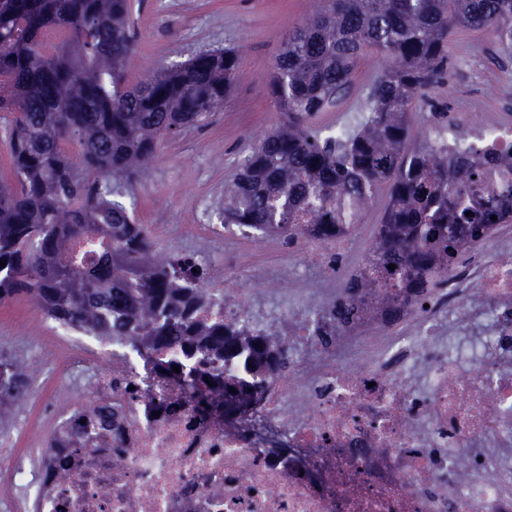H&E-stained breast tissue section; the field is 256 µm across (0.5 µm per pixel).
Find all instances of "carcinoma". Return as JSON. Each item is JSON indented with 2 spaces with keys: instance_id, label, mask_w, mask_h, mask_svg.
Masks as SVG:
<instances>
[{
  "instance_id": "1",
  "label": "carcinoma",
  "mask_w": 512,
  "mask_h": 512,
  "mask_svg": "<svg viewBox=\"0 0 512 512\" xmlns=\"http://www.w3.org/2000/svg\"><path fill=\"white\" fill-rule=\"evenodd\" d=\"M131 12L132 0H0V133L13 176L0 182V301L23 294L59 323L139 348L177 344L202 364L218 355L232 409L263 388L279 361L277 337L196 322L207 270L197 266L194 283L176 281L178 261L154 254L133 216L130 184L161 138L224 103L238 57L201 52L131 85ZM459 28L492 29L511 48L512 0H321L274 64L267 87L285 121L224 185L221 223L292 240L301 231L297 212L307 209L321 235L336 236L356 227L386 181L379 275L354 282L353 296L434 287L465 247L490 236L491 216L503 218L495 203L473 200L481 159L408 145L409 111L439 82ZM370 51L391 66L371 88L365 120L331 138L315 118ZM88 231L111 242L97 266L58 265L69 240ZM3 372L0 419L27 398L35 366L0 354Z\"/></svg>"
}]
</instances>
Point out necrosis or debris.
I'll return each mask as SVG.
<instances>
[{"mask_svg":"<svg viewBox=\"0 0 512 512\" xmlns=\"http://www.w3.org/2000/svg\"><path fill=\"white\" fill-rule=\"evenodd\" d=\"M433 137L498 151L512 148V124ZM207 233L245 285L209 280L215 303L196 320L239 327L264 303L286 326L263 390L230 418L208 384L223 360L188 356L166 374L174 350L66 327L46 349L62 376L32 397L59 408L24 452L0 451V512H512V213L491 247L392 304L350 295L372 262L363 239L266 240V262L239 247L235 225ZM110 247L89 232L57 261L84 271ZM299 259L308 275L289 276ZM73 371L92 377L79 400L63 381Z\"/></svg>","mask_w":512,"mask_h":512,"instance_id":"1","label":"necrosis or debris"}]
</instances>
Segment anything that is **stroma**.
Returning a JSON list of instances; mask_svg holds the SVG:
<instances>
[{
  "instance_id": "obj_1",
  "label": "stroma",
  "mask_w": 512,
  "mask_h": 512,
  "mask_svg": "<svg viewBox=\"0 0 512 512\" xmlns=\"http://www.w3.org/2000/svg\"><path fill=\"white\" fill-rule=\"evenodd\" d=\"M318 5L319 0H140L127 62L129 83L211 49L234 50L239 76L209 119L161 139L153 160L132 184L140 204L138 223H217L216 204L225 182L237 173L249 148L282 120L267 90L274 62ZM388 66L383 57L365 55L350 86L319 115V126L352 128L362 122L368 89ZM458 112L480 121L500 113L512 119V57L491 31L454 32L442 84L414 104L411 141H425L429 114L445 122ZM15 306L28 310L27 321L6 318V310ZM46 333V321L29 298L0 302V353L36 364L30 384L34 392L55 373L40 354Z\"/></svg>"
}]
</instances>
